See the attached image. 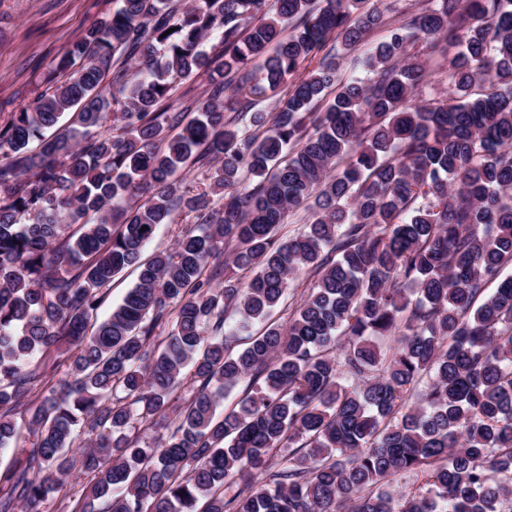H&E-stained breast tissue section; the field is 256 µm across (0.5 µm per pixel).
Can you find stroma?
<instances>
[{
    "label": "stroma",
    "instance_id": "stroma-1",
    "mask_svg": "<svg viewBox=\"0 0 512 512\" xmlns=\"http://www.w3.org/2000/svg\"><path fill=\"white\" fill-rule=\"evenodd\" d=\"M112 8L113 0H0V126L34 104L64 49Z\"/></svg>",
    "mask_w": 512,
    "mask_h": 512
}]
</instances>
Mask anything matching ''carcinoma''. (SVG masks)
Segmentation results:
<instances>
[{
  "label": "carcinoma",
  "instance_id": "1",
  "mask_svg": "<svg viewBox=\"0 0 512 512\" xmlns=\"http://www.w3.org/2000/svg\"><path fill=\"white\" fill-rule=\"evenodd\" d=\"M399 2L115 0L0 128V512H512V0ZM207 80L202 77L181 79L175 83L173 100L177 111L186 112L185 122L195 116V110L199 99H204ZM178 224H163L161 225L148 247L144 251V257H147L155 249L169 248L173 246L177 235L180 231L185 230V225L192 224L191 218L186 214H181L177 220ZM136 280V274L132 269H127L112 281V287L108 300L104 307L101 309V317L108 314L112 306L118 304L129 288L133 286Z\"/></svg>",
  "mask_w": 512,
  "mask_h": 512
}]
</instances>
